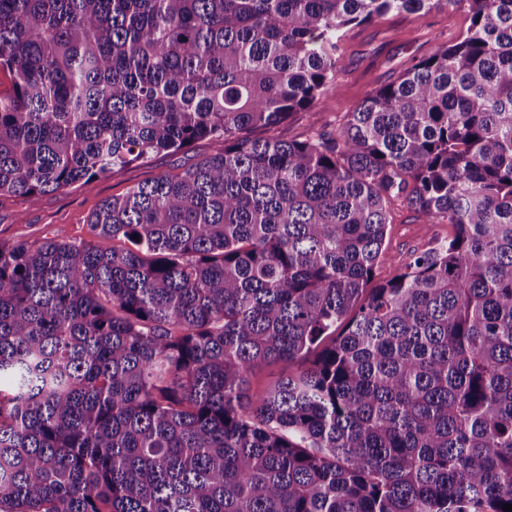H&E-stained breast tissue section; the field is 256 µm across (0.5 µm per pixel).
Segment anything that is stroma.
I'll use <instances>...</instances> for the list:
<instances>
[{"mask_svg":"<svg viewBox=\"0 0 512 512\" xmlns=\"http://www.w3.org/2000/svg\"><path fill=\"white\" fill-rule=\"evenodd\" d=\"M469 24L467 8L460 7L425 14L392 12L371 24L345 29L338 45L334 83L311 110L294 114L271 129V136L302 140L315 129H338L372 89L394 82L412 58L428 55L438 45L453 41ZM216 148L212 140L202 139L188 150L158 154L87 186L77 183L57 192L2 196L0 241L36 243L59 230L73 239H91L90 216L103 201L160 175L181 172ZM452 233L451 225L423 223L406 202H396L375 270V283L389 280L413 253Z\"/></svg>","mask_w":512,"mask_h":512,"instance_id":"35a3bbf8","label":"stroma"}]
</instances>
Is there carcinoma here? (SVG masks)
Here are the masks:
<instances>
[{"label": "carcinoma", "mask_w": 512, "mask_h": 512, "mask_svg": "<svg viewBox=\"0 0 512 512\" xmlns=\"http://www.w3.org/2000/svg\"><path fill=\"white\" fill-rule=\"evenodd\" d=\"M461 5L338 130L252 136L343 29ZM0 70V196L219 144L102 202L110 249L0 242V512L512 504V0H0ZM397 198L456 232L373 287ZM297 368L296 364L279 362L276 364H262L255 367L250 376L251 393L265 389L279 376L286 375Z\"/></svg>", "instance_id": "obj_1"}]
</instances>
